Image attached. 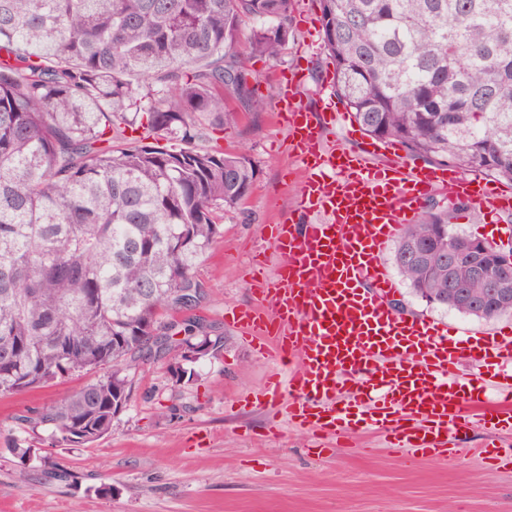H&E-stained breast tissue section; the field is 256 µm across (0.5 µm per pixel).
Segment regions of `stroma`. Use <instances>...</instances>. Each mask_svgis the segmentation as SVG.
Here are the masks:
<instances>
[{
  "label": "stroma",
  "instance_id": "stroma-1",
  "mask_svg": "<svg viewBox=\"0 0 512 512\" xmlns=\"http://www.w3.org/2000/svg\"><path fill=\"white\" fill-rule=\"evenodd\" d=\"M319 16L316 0H296L280 58L244 57L257 77L259 107L230 102L236 119L206 140L227 152L246 149L257 168L251 194L225 209L224 236L195 270L200 302L179 315L222 337L223 350L196 359L190 382L173 375L181 349L141 364L111 433L91 445L51 446L48 430L20 419L95 381L98 372L0 395V512H512V462L493 466L473 453L493 440L488 430L461 431L456 443L466 454L457 460L411 459L372 434L331 440L298 431L255 400L272 365L224 311L254 307L248 272L265 245L263 227L297 217L298 181L290 174L296 163L288 131L274 116L276 75L301 70L297 98L321 111L333 67ZM506 224L512 210L486 216L471 207L459 211L455 229L512 251V238L498 231ZM393 300L406 316L460 331L489 335L500 325L427 305L402 280ZM22 448L34 449L35 458L22 461ZM60 467L69 478L50 479Z\"/></svg>",
  "mask_w": 512,
  "mask_h": 512
}]
</instances>
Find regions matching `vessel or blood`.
<instances>
[{
    "label": "vessel or blood",
    "instance_id": "obj_1",
    "mask_svg": "<svg viewBox=\"0 0 512 512\" xmlns=\"http://www.w3.org/2000/svg\"><path fill=\"white\" fill-rule=\"evenodd\" d=\"M301 83L280 78L275 117L303 174L296 209L307 220L267 225L272 255L254 257L249 278L258 303L226 313L277 368L257 401L301 431L366 430L415 458L461 456L451 441L475 423L511 434L512 386L497 402L484 394L512 370V323L489 338L453 337L399 314L381 255L431 197L494 214L512 208V193L451 168L388 161L385 145L349 151L329 136L334 103L310 112L296 99ZM463 359L479 372L467 392L452 378Z\"/></svg>",
    "mask_w": 512,
    "mask_h": 512
}]
</instances>
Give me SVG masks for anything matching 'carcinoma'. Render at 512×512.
I'll use <instances>...</instances> for the list:
<instances>
[{"label": "carcinoma", "instance_id": "obj_1", "mask_svg": "<svg viewBox=\"0 0 512 512\" xmlns=\"http://www.w3.org/2000/svg\"><path fill=\"white\" fill-rule=\"evenodd\" d=\"M338 100L363 132L465 176L512 182V0H319ZM295 0H0V394L103 369L21 421L51 445L108 435L132 374L169 349L171 313L251 192L246 150L200 145L257 108L249 53L281 56ZM458 209L403 225L393 263L430 304L486 295L512 252L458 236ZM179 345L196 347L187 322ZM200 339V338H198ZM200 343L215 355L222 338Z\"/></svg>", "mask_w": 512, "mask_h": 512}]
</instances>
